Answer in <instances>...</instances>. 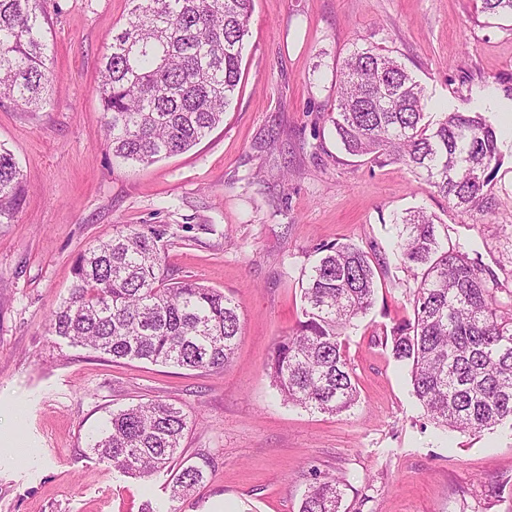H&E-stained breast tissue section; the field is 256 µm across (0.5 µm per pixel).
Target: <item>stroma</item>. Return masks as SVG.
<instances>
[{
    "label": "stroma",
    "mask_w": 512,
    "mask_h": 512,
    "mask_svg": "<svg viewBox=\"0 0 512 512\" xmlns=\"http://www.w3.org/2000/svg\"><path fill=\"white\" fill-rule=\"evenodd\" d=\"M51 59L47 102L0 101V143L26 182L0 224V512H299L311 469L345 484L346 512H512V427L436 425L391 355L417 281L397 256L396 220L426 208L512 301V18L480 0H254L241 80L224 121L186 153L113 162L97 74L129 0H38ZM373 46L426 89L427 118L482 113L502 165L471 221L390 158L349 155L330 120L343 58ZM134 226L156 231L169 279L219 289L242 334L219 373L115 362L46 332L77 255ZM351 243L377 274L375 302L346 336L360 400L328 415L284 403L267 375L302 316L305 274L324 245ZM163 400L191 424L182 456L200 492L169 501L172 472L122 473L88 444L109 411Z\"/></svg>",
    "instance_id": "obj_1"
}]
</instances>
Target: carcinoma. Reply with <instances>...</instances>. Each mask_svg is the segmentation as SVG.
I'll return each instance as SVG.
<instances>
[{"mask_svg":"<svg viewBox=\"0 0 512 512\" xmlns=\"http://www.w3.org/2000/svg\"><path fill=\"white\" fill-rule=\"evenodd\" d=\"M252 2L130 0L97 85L112 158L151 164L190 150L224 121ZM481 9L512 16V0H481ZM44 38L38 0H0V100L43 107ZM425 108V87L397 58L367 47L342 61L333 124L345 150L404 162L476 221L501 161L496 130L479 112L429 123ZM24 195L21 169L0 144V224L14 222ZM397 247L405 268L421 270L413 320L390 330L393 358L410 367L412 395L444 428L481 432L512 421V307L503 308L497 282L463 247L441 242L434 216L421 209L401 220ZM322 251L301 288L302 320L275 343L267 371L284 402L336 415L359 401L343 336L373 305L377 284L360 248ZM47 332L114 361L222 371L242 322L223 292L169 281L159 235L130 226L78 255ZM187 427V415L171 404L138 403L110 412L91 449L124 473L150 476L176 464ZM204 479L202 467H182L170 499L195 493ZM342 499L340 480L314 470L299 512H341Z\"/></svg>","mask_w":512,"mask_h":512,"instance_id":"carcinoma-1","label":"carcinoma"}]
</instances>
